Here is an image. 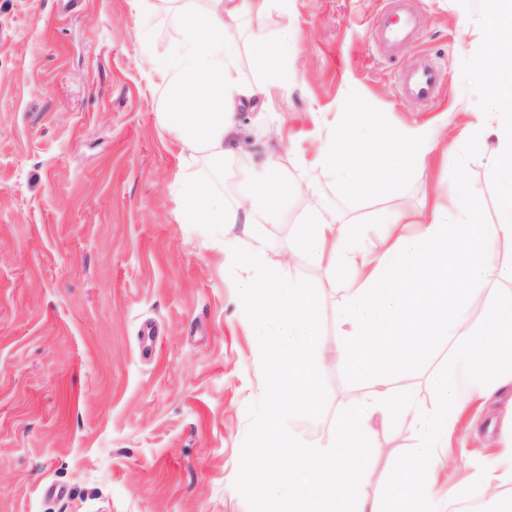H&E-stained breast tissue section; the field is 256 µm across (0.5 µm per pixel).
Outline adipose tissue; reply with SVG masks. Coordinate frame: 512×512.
Segmentation results:
<instances>
[{"mask_svg":"<svg viewBox=\"0 0 512 512\" xmlns=\"http://www.w3.org/2000/svg\"><path fill=\"white\" fill-rule=\"evenodd\" d=\"M180 16L175 49L168 62L163 119L174 131L187 160L206 157L223 166L234 150L237 115L264 105L270 88L288 90V39L256 41L255 67L263 82L249 85L238 74L239 46L233 21L257 18L272 0H174ZM491 78L493 109L489 131L497 141V162L489 177L502 205L496 224L478 230L469 224L472 208L464 185L452 193L461 222H443L432 204L417 241L387 239L365 245L322 203L309 205L297 219L295 252L327 270L351 271L340 307L338 355L347 366L367 367L368 392L336 423L327 441L294 446L287 468L270 467L272 480L285 483L293 512H433L436 463L449 447L471 404L512 391V263L498 256L500 242H512V56L478 60ZM447 162V151L420 128L394 131L373 126L368 134L332 133L315 163L351 196H396L405 176L426 167L431 155ZM244 200L227 206L199 181L181 185L187 224L243 225L261 244L265 225L280 220L279 204L296 186L272 165L243 172ZM485 295L480 318L470 312L469 288ZM446 337L451 361L445 372L450 395L430 416L408 401L393 399L390 384L409 363L428 357L438 337ZM411 419L421 429L417 447L404 458L398 500L358 494L350 474L348 447L369 446L372 419Z\"/></svg>","mask_w":512,"mask_h":512,"instance_id":"ef3b65f1","label":"adipose tissue"}]
</instances>
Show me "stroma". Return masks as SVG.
<instances>
[{"label": "stroma", "instance_id": "stroma-1", "mask_svg": "<svg viewBox=\"0 0 512 512\" xmlns=\"http://www.w3.org/2000/svg\"><path fill=\"white\" fill-rule=\"evenodd\" d=\"M152 2L139 13L131 0H0V512H248L233 483L264 378L236 284L253 272L232 269L223 226L182 223V178L231 203L242 171L268 161L297 187L280 223L264 228L263 260L311 280L320 296L316 362L328 404L319 419L289 423L306 442L333 434L369 388L337 356L347 276L294 253V221L311 195L365 242L415 240L420 225L386 223L384 210L420 212L443 176L463 183L480 224L497 219L488 178L496 139L476 155L461 144L491 110L474 70L497 41L483 0H409L422 36L388 60L372 43L387 0H288L287 12L241 19L242 79L259 76L256 35L285 31L294 85L272 92L264 110L238 114V149L220 169L203 158L182 164L163 123L159 70L177 21L166 0ZM426 55L447 82L422 108L400 98L393 75ZM375 121L422 126L456 147L449 171L431 160L389 202L346 195L314 160L333 128L360 134ZM447 365L441 338L404 369L394 398L435 409ZM487 419L493 431L475 433L461 418L440 465L436 512H448L449 493L512 440V397L490 405ZM418 437L410 422L373 421L377 452L359 494L397 495L398 465Z\"/></svg>", "mask_w": 512, "mask_h": 512}]
</instances>
